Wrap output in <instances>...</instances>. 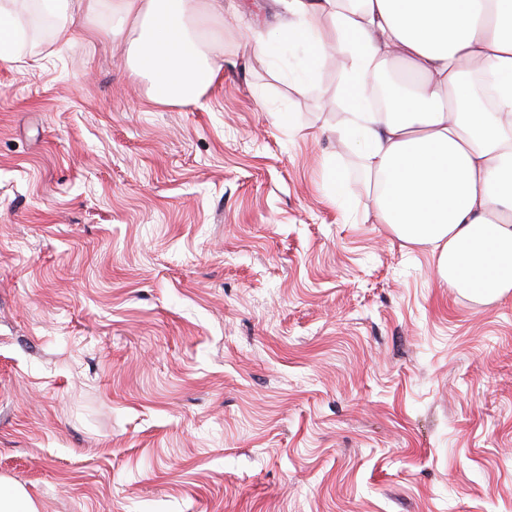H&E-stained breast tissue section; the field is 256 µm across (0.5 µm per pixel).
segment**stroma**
Returning a JSON list of instances; mask_svg holds the SVG:
<instances>
[{"label":"stroma","mask_w":512,"mask_h":512,"mask_svg":"<svg viewBox=\"0 0 512 512\" xmlns=\"http://www.w3.org/2000/svg\"><path fill=\"white\" fill-rule=\"evenodd\" d=\"M156 106L72 17L0 63V478L38 512H512V294L368 208L284 0Z\"/></svg>","instance_id":"1"}]
</instances>
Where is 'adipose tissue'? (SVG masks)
Instances as JSON below:
<instances>
[{
  "label": "adipose tissue",
  "instance_id": "adipose-tissue-1",
  "mask_svg": "<svg viewBox=\"0 0 512 512\" xmlns=\"http://www.w3.org/2000/svg\"><path fill=\"white\" fill-rule=\"evenodd\" d=\"M199 0H85L127 38L154 103L195 104L224 66ZM288 27L315 50L325 30L348 61L359 106L337 131L355 141L376 223L432 245L441 280L479 300L512 293V0H288ZM409 76L397 112L366 106L378 70ZM498 78L484 106L473 79Z\"/></svg>",
  "mask_w": 512,
  "mask_h": 512
}]
</instances>
